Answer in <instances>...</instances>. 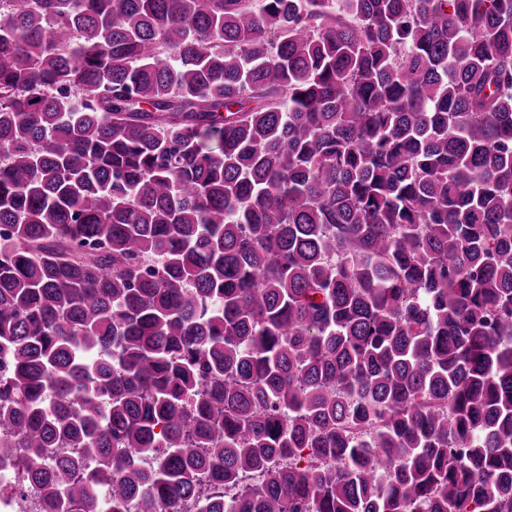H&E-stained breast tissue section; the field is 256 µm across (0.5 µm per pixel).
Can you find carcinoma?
Returning a JSON list of instances; mask_svg holds the SVG:
<instances>
[{
	"mask_svg": "<svg viewBox=\"0 0 512 512\" xmlns=\"http://www.w3.org/2000/svg\"><path fill=\"white\" fill-rule=\"evenodd\" d=\"M0 226L33 512H512V0H0Z\"/></svg>",
	"mask_w": 512,
	"mask_h": 512,
	"instance_id": "obj_1",
	"label": "carcinoma"
}]
</instances>
